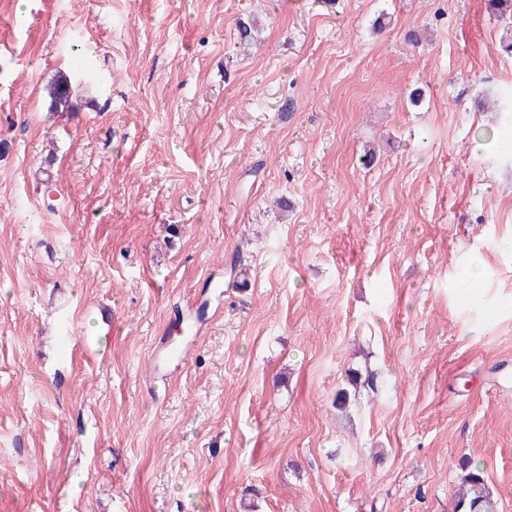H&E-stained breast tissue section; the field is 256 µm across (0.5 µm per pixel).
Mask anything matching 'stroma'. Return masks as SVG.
Returning <instances> with one entry per match:
<instances>
[{
  "mask_svg": "<svg viewBox=\"0 0 512 512\" xmlns=\"http://www.w3.org/2000/svg\"><path fill=\"white\" fill-rule=\"evenodd\" d=\"M511 27L0 0V512H512ZM52 111L74 112L78 109V96L67 77L59 76L46 87ZM483 273L478 265L465 269L457 280V290L461 297L467 301L478 300L483 293ZM376 387V375L366 371L351 369L346 373L345 385L336 393V409L346 412L350 407L351 394L355 396L358 387ZM462 487L454 498L452 512H497V501L485 482L484 471L466 462Z\"/></svg>",
  "mask_w": 512,
  "mask_h": 512,
  "instance_id": "obj_1",
  "label": "stroma"
}]
</instances>
